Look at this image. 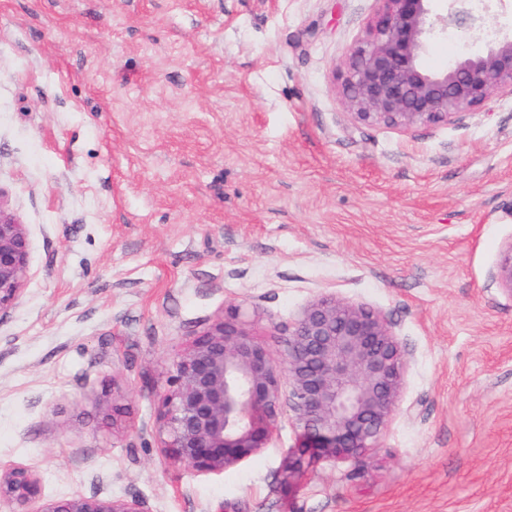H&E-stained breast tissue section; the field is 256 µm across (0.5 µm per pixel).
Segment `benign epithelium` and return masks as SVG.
Masks as SVG:
<instances>
[{
	"label": "benign epithelium",
	"instance_id": "1",
	"mask_svg": "<svg viewBox=\"0 0 512 512\" xmlns=\"http://www.w3.org/2000/svg\"><path fill=\"white\" fill-rule=\"evenodd\" d=\"M375 18L344 61L339 94L356 124L400 130L450 123L492 94L512 95V33L431 71L429 43L481 28L472 0H377ZM30 238L0 191V311L20 301ZM512 296V241L490 277ZM281 360L252 334L239 306L222 311L173 358L169 389L156 413L163 456L197 473L222 472L271 447L283 416L298 432L288 476L324 458H357L378 443L400 410L410 354L377 311L335 293L305 305L281 337ZM25 466L0 472V503L11 512H149L138 496L101 492L40 496Z\"/></svg>",
	"mask_w": 512,
	"mask_h": 512
}]
</instances>
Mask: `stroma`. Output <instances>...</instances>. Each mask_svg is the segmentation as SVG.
<instances>
[{"mask_svg": "<svg viewBox=\"0 0 512 512\" xmlns=\"http://www.w3.org/2000/svg\"><path fill=\"white\" fill-rule=\"evenodd\" d=\"M376 0H0V190L30 272L0 314V464L150 512H512V96L354 125L334 75ZM328 291L410 353L377 448L287 480L298 432L169 463L172 357L234 302L272 352ZM490 282L491 285L512 296V241L503 246Z\"/></svg>", "mask_w": 512, "mask_h": 512, "instance_id": "obj_1", "label": "stroma"}]
</instances>
